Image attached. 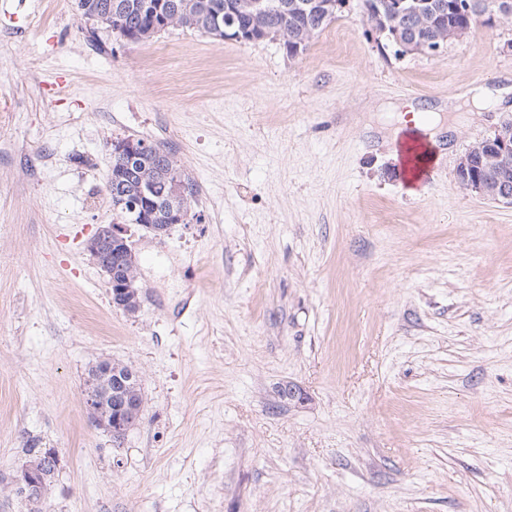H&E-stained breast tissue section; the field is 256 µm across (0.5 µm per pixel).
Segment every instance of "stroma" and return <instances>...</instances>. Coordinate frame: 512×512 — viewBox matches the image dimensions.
Wrapping results in <instances>:
<instances>
[{
	"mask_svg": "<svg viewBox=\"0 0 512 512\" xmlns=\"http://www.w3.org/2000/svg\"><path fill=\"white\" fill-rule=\"evenodd\" d=\"M90 27L77 0H0V512H27L30 439L60 454L49 512H512V206L456 180L512 96L456 120L413 194L367 130L511 85L512 25L397 57L350 0L293 59ZM128 137L171 146L195 221L113 210L106 142ZM112 224L132 316L88 250ZM105 358L146 399L118 444L83 404Z\"/></svg>",
	"mask_w": 512,
	"mask_h": 512,
	"instance_id": "obj_1",
	"label": "stroma"
}]
</instances>
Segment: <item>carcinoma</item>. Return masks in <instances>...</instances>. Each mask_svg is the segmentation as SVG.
<instances>
[{"instance_id": "carcinoma-1", "label": "carcinoma", "mask_w": 512, "mask_h": 512, "mask_svg": "<svg viewBox=\"0 0 512 512\" xmlns=\"http://www.w3.org/2000/svg\"><path fill=\"white\" fill-rule=\"evenodd\" d=\"M152 0H78L82 14H90L98 28L89 31V38L96 39L97 29L112 32L119 39L133 43L146 42L157 36L155 25L160 15L145 7ZM162 12L176 16V24L185 29L211 33L216 26L232 23L236 31L251 34L257 41L273 39L284 33L288 41L283 43L286 54L295 56L296 51H305L308 45L298 43L308 37H317L338 17V10L323 7L327 0H263L264 8L257 12L248 6L229 11L230 0H163ZM431 28L421 27L419 17L413 12H402L394 20L399 38L410 43L419 37L433 38L443 30H460L474 26L489 7L497 0H466L470 9L460 7L459 0H428ZM170 153L161 151L142 160L128 163L121 156L112 157V166L104 182L105 193L110 198L137 197L141 181L155 178L152 182L154 199L164 205L175 192L174 181L188 188L187 197H192L195 188L192 180L177 163V178L165 175L166 157ZM477 177L494 188L497 196H512V157L494 167H475ZM100 268L106 274L121 278L123 273L137 264L136 256L128 243L118 239L103 241L91 247ZM88 377H103L107 391L103 403L107 410L115 407L112 389L115 385H126L129 392H141L137 371L129 364L103 359L93 365ZM50 478L38 482L23 498L32 505L30 512H45V500Z\"/></svg>"}]
</instances>
